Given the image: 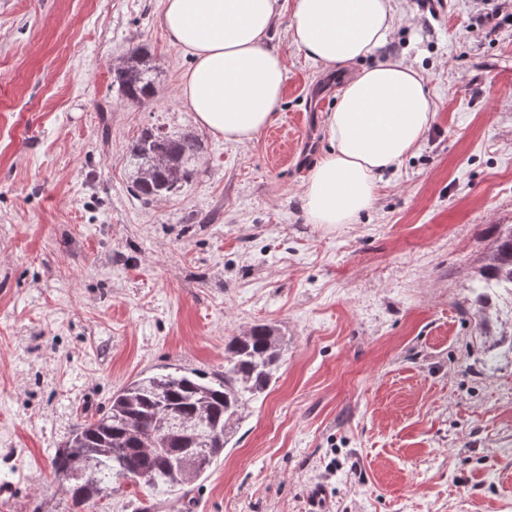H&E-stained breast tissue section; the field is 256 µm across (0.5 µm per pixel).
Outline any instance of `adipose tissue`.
Returning <instances> with one entry per match:
<instances>
[{"label":"adipose tissue","instance_id":"obj_1","mask_svg":"<svg viewBox=\"0 0 512 512\" xmlns=\"http://www.w3.org/2000/svg\"><path fill=\"white\" fill-rule=\"evenodd\" d=\"M285 8L293 45L315 63L353 69L326 117L330 148L303 193L309 223L349 224L372 206L377 175L413 151L433 120L418 70L363 64L395 29L393 0H163L161 25L192 59L180 97L214 136L251 142L282 96L286 67L269 38Z\"/></svg>","mask_w":512,"mask_h":512}]
</instances>
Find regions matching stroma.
Listing matches in <instances>:
<instances>
[{
  "label": "stroma",
  "mask_w": 512,
  "mask_h": 512,
  "mask_svg": "<svg viewBox=\"0 0 512 512\" xmlns=\"http://www.w3.org/2000/svg\"><path fill=\"white\" fill-rule=\"evenodd\" d=\"M395 7L372 59L419 70L434 120L356 222L312 224L302 193L349 71L292 45L289 12L277 119L242 146L183 106L192 59L162 0H0V512H68L49 459L80 413L168 365L223 370L257 323L284 338L277 382L162 512H512V323L483 324L472 288L512 227V0ZM137 44L159 66L143 106L110 71ZM152 125L202 150L147 204L126 155Z\"/></svg>",
  "instance_id": "obj_1"
}]
</instances>
